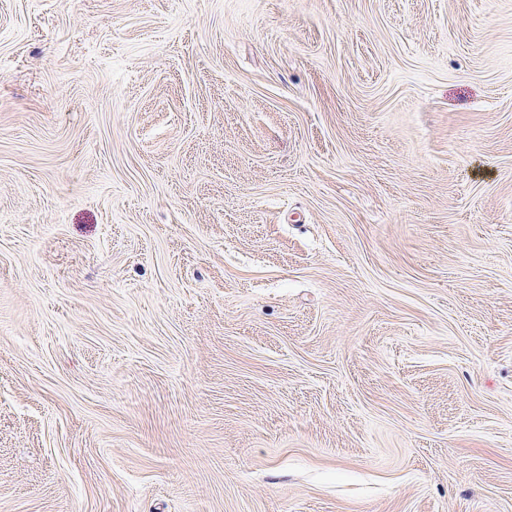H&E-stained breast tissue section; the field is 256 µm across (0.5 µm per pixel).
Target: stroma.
<instances>
[{"label": "stroma", "mask_w": 512, "mask_h": 512, "mask_svg": "<svg viewBox=\"0 0 512 512\" xmlns=\"http://www.w3.org/2000/svg\"><path fill=\"white\" fill-rule=\"evenodd\" d=\"M0 512H512V0H0Z\"/></svg>", "instance_id": "35a3bbf8"}]
</instances>
